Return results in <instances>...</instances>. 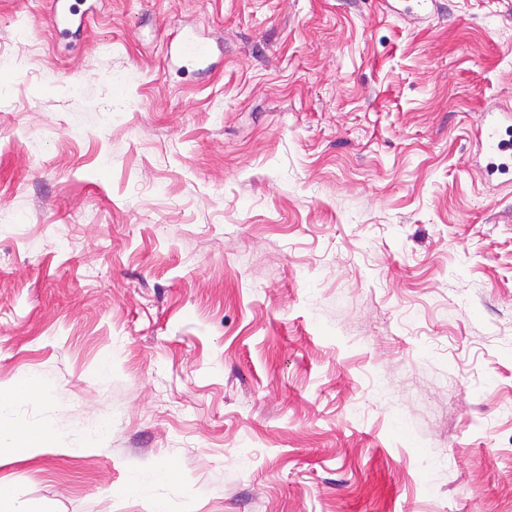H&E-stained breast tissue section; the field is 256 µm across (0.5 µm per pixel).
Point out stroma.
Segmentation results:
<instances>
[{
    "instance_id": "1",
    "label": "stroma",
    "mask_w": 512,
    "mask_h": 512,
    "mask_svg": "<svg viewBox=\"0 0 512 512\" xmlns=\"http://www.w3.org/2000/svg\"><path fill=\"white\" fill-rule=\"evenodd\" d=\"M390 2L84 0L60 33L0 0V389L54 384L0 414L16 503L512 512V180L476 135L512 0ZM61 433V428L54 424L45 425L40 431L30 433L17 430L14 433L15 447L23 448L26 456L31 457L41 454L51 448L52 441ZM171 478L172 475L168 471H152L143 477H137L130 481L126 486V491L135 496L154 497L156 488Z\"/></svg>"
}]
</instances>
